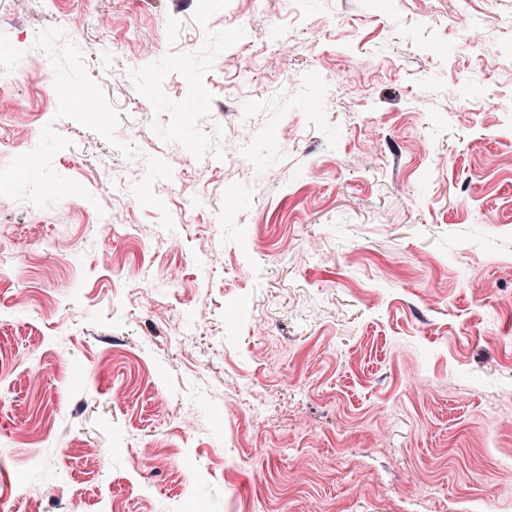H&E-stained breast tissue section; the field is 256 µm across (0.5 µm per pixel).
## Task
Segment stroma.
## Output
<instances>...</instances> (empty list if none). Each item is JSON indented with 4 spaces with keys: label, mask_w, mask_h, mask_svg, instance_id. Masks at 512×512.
<instances>
[{
    "label": "stroma",
    "mask_w": 512,
    "mask_h": 512,
    "mask_svg": "<svg viewBox=\"0 0 512 512\" xmlns=\"http://www.w3.org/2000/svg\"><path fill=\"white\" fill-rule=\"evenodd\" d=\"M0 15V512H512V0ZM60 96L66 100L71 108L85 112L94 105V93L91 89H76L72 87H63L60 90Z\"/></svg>",
    "instance_id": "1"
}]
</instances>
